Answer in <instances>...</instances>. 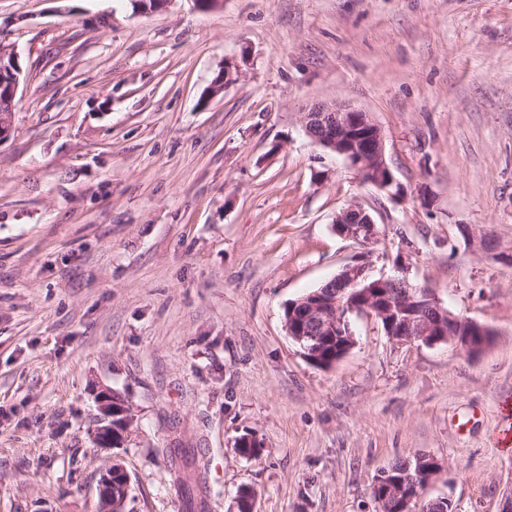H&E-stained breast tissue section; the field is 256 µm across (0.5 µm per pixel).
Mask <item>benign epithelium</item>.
Segmentation results:
<instances>
[{
    "label": "benign epithelium",
    "instance_id": "benign-epithelium-1",
    "mask_svg": "<svg viewBox=\"0 0 512 512\" xmlns=\"http://www.w3.org/2000/svg\"><path fill=\"white\" fill-rule=\"evenodd\" d=\"M22 73L18 57L0 49V140L11 130V110ZM305 134L322 147L344 158L357 168L362 179L381 190L397 186L385 159L384 139L379 127L366 113L344 104H315L303 113ZM372 127L369 132L362 131ZM336 234L354 241L364 249L377 241V225L367 211L355 204L341 210L333 225ZM461 233L469 247L498 261L511 264L512 252L499 248L489 234L462 227ZM394 273H373L366 257L342 267L336 276L318 290L288 302V312L295 325L288 335L298 345L304 357L313 365L320 364L323 345L336 343V363L355 346L351 317H371L383 322L385 334L398 344L420 342L426 345L448 343L470 355L481 354L489 345L491 330L474 320L457 316L445 308L433 291L417 286L406 277L407 265L403 254L393 259ZM98 427L94 442L102 449H112L120 434L118 427L129 420L128 410L115 407L112 389L97 394ZM417 470L424 480L405 484L391 477L390 470L380 472L374 485L378 505L399 501L411 503L435 475L438 463L429 455L415 456ZM129 476L124 468L109 463L99 473L101 512H112L120 505L119 493L126 491Z\"/></svg>",
    "mask_w": 512,
    "mask_h": 512
}]
</instances>
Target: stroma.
Masks as SVG:
<instances>
[{
  "mask_svg": "<svg viewBox=\"0 0 512 512\" xmlns=\"http://www.w3.org/2000/svg\"><path fill=\"white\" fill-rule=\"evenodd\" d=\"M22 76L0 140V512H97L118 460L126 512H187L162 451L206 464L203 512H377L380 471L429 454L414 512L512 505V0H0ZM236 61L235 81L213 92ZM369 114L388 196L307 137L317 103ZM493 333L481 354L398 344L373 318L329 368L289 337V301L359 253ZM122 392L97 449L95 396ZM255 436L258 457L236 443ZM336 234L351 239L364 249H369L377 241V225L361 206L351 204L336 215L333 225ZM461 233L469 247L476 251L490 255L498 261L511 264L512 252L501 250L498 242L489 234H479L475 229L463 226ZM112 401L129 408L128 401L121 392L110 388H104L98 392L96 403L99 424L94 434V442L98 448L105 450L114 448L117 435L121 434L117 426H125L126 421L130 420L128 410L123 407H113Z\"/></svg>",
  "mask_w": 512,
  "mask_h": 512,
  "instance_id": "1",
  "label": "stroma"
}]
</instances>
